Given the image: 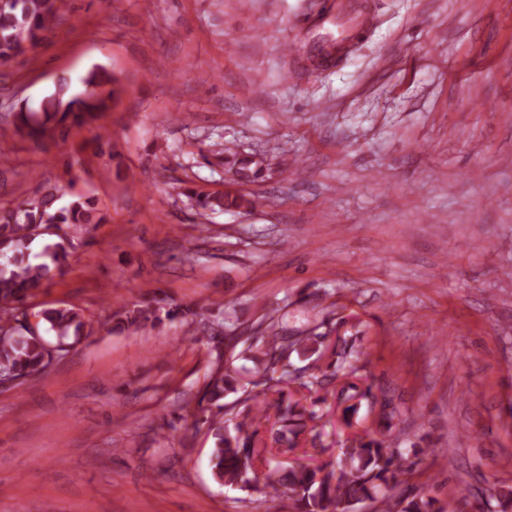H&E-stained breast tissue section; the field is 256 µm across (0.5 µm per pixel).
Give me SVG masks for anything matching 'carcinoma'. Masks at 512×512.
<instances>
[{
	"label": "carcinoma",
	"instance_id": "cac0c4a2",
	"mask_svg": "<svg viewBox=\"0 0 512 512\" xmlns=\"http://www.w3.org/2000/svg\"><path fill=\"white\" fill-rule=\"evenodd\" d=\"M60 8L61 0H5L0 6V66L36 46L56 22ZM81 84L83 91L74 94L71 80L62 77L41 101L40 111L19 108L12 135L48 143L72 127L95 125L107 111L108 101L118 94L116 81L105 69L95 67L81 78ZM253 165L258 162L224 150V167L233 176H257ZM183 194L195 199L203 211L239 205L238 199L228 196H201L190 189ZM104 221L96 198L74 195L65 201L56 185H43L15 207L0 209V371L12 375L18 384L46 373L54 356L66 355L84 336L85 316L73 305L40 309L34 313L33 328L26 325L20 305L45 282L64 273L73 246L72 231ZM164 302L163 298H143L116 311L113 318L121 328L140 330L166 319L192 321L199 316L191 306L167 308ZM224 338L233 347L247 344L241 354L262 367V379L252 383L260 393L253 398L279 395L274 404L275 443L288 452L304 427V407L298 401H284L281 395L305 374L303 369L288 370V359L294 352H317L321 335L311 331L288 338L280 334L278 319L268 316L258 324L255 335L244 339L237 329L227 328ZM239 392H247L241 370L219 365L210 370L198 401L196 424L206 428L211 439L209 466L218 483L242 491L262 490L272 498L286 496L294 512H355L357 505L367 501L376 504L374 512H451V504L434 497L398 492L412 466L398 449L369 433L351 439L341 449L340 459L329 464L284 465L265 457L255 448L250 429L268 410L251 417L224 403L226 396ZM260 463L262 471L258 470ZM494 497L498 512H512L511 486L495 488Z\"/></svg>",
	"mask_w": 512,
	"mask_h": 512
}]
</instances>
